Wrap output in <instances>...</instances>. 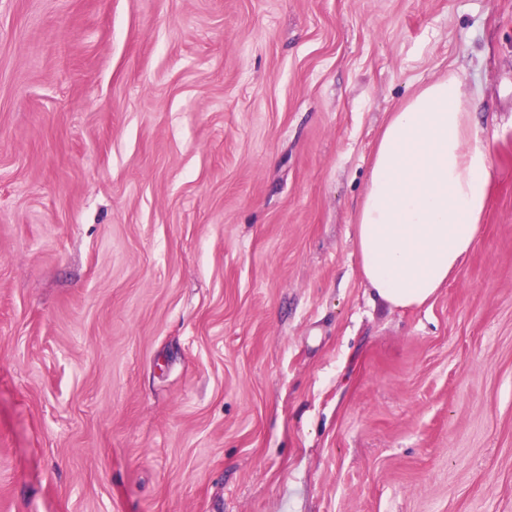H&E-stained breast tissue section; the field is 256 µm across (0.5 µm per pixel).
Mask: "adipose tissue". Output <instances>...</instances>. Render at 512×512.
Here are the masks:
<instances>
[{"label":"adipose tissue","mask_w":512,"mask_h":512,"mask_svg":"<svg viewBox=\"0 0 512 512\" xmlns=\"http://www.w3.org/2000/svg\"><path fill=\"white\" fill-rule=\"evenodd\" d=\"M491 151L449 73L391 113L357 213L359 273L388 306L424 305L474 249L490 199Z\"/></svg>","instance_id":"obj_1"}]
</instances>
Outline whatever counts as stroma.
Returning a JSON list of instances; mask_svg holds the SVG:
<instances>
[{
  "label": "stroma",
  "instance_id": "obj_1",
  "mask_svg": "<svg viewBox=\"0 0 512 512\" xmlns=\"http://www.w3.org/2000/svg\"><path fill=\"white\" fill-rule=\"evenodd\" d=\"M451 71L484 227L383 308L371 156ZM0 512H512V0H0Z\"/></svg>",
  "mask_w": 512,
  "mask_h": 512
}]
</instances>
